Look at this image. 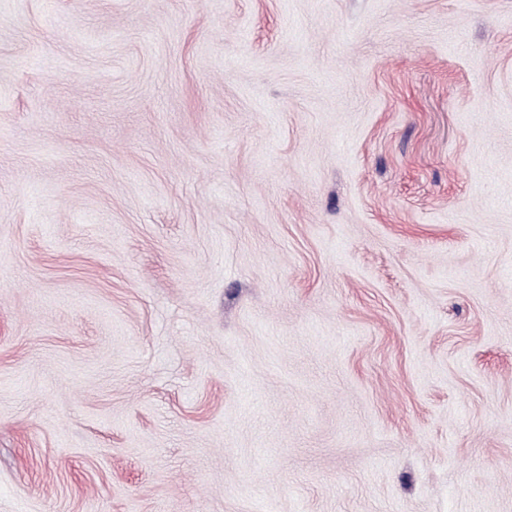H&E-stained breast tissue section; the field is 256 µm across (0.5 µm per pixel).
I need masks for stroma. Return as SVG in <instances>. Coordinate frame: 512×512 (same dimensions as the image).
<instances>
[{
    "label": "stroma",
    "instance_id": "obj_1",
    "mask_svg": "<svg viewBox=\"0 0 512 512\" xmlns=\"http://www.w3.org/2000/svg\"><path fill=\"white\" fill-rule=\"evenodd\" d=\"M0 512H512V0H0Z\"/></svg>",
    "mask_w": 512,
    "mask_h": 512
}]
</instances>
